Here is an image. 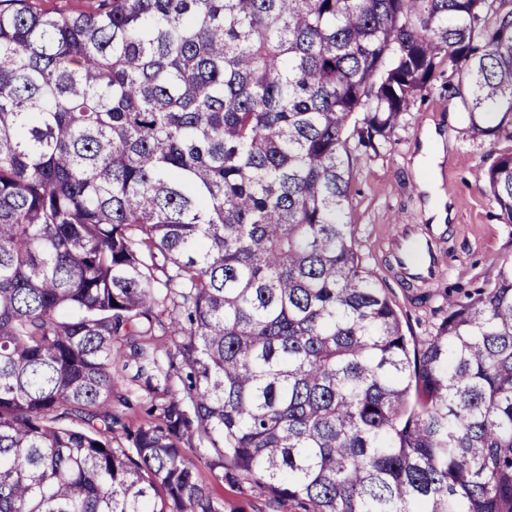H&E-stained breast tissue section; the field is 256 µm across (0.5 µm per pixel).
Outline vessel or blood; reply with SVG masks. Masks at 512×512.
<instances>
[{"label":"vessel or blood","instance_id":"obj_1","mask_svg":"<svg viewBox=\"0 0 512 512\" xmlns=\"http://www.w3.org/2000/svg\"><path fill=\"white\" fill-rule=\"evenodd\" d=\"M444 232L440 224L395 225L391 236L393 260L407 279L427 283L442 279L445 261L438 242Z\"/></svg>","mask_w":512,"mask_h":512}]
</instances>
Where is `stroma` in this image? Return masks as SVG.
Masks as SVG:
<instances>
[{
    "label": "stroma",
    "mask_w": 512,
    "mask_h": 512,
    "mask_svg": "<svg viewBox=\"0 0 512 512\" xmlns=\"http://www.w3.org/2000/svg\"><path fill=\"white\" fill-rule=\"evenodd\" d=\"M447 76L417 96L378 154H357L347 220L355 248L403 315L410 341L434 334L445 315L443 289L493 281L512 257V223L485 190L481 171L500 150L487 137H471ZM446 210V273L438 284L405 287L392 263L395 225L429 224Z\"/></svg>",
    "instance_id": "1"
}]
</instances>
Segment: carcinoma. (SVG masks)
I'll return each mask as SVG.
<instances>
[{
	"instance_id": "carcinoma-1",
	"label": "carcinoma",
	"mask_w": 512,
	"mask_h": 512,
	"mask_svg": "<svg viewBox=\"0 0 512 512\" xmlns=\"http://www.w3.org/2000/svg\"><path fill=\"white\" fill-rule=\"evenodd\" d=\"M91 2L0 0V512H224L201 463L303 512H512V258L418 351L345 221L349 143L445 67L512 142V9ZM482 181L512 222V147ZM136 374V366L130 365L126 370L122 372V378L118 381L114 388V394L118 396H124L128 398L130 403L134 405V409H127L121 406L118 402H114L119 411L125 413V420L129 425H139L144 422V415L140 410L135 408V405L145 398L143 391L139 390L138 382L134 380Z\"/></svg>"
}]
</instances>
